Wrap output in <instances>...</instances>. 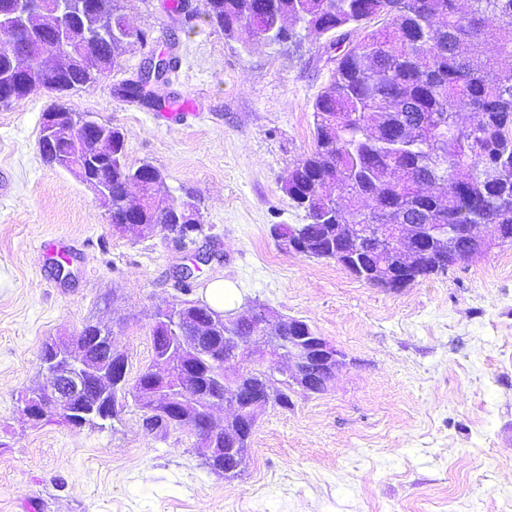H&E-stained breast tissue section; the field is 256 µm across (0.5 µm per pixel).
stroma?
I'll use <instances>...</instances> for the list:
<instances>
[{
  "instance_id": "1",
  "label": "stroma",
  "mask_w": 512,
  "mask_h": 512,
  "mask_svg": "<svg viewBox=\"0 0 512 512\" xmlns=\"http://www.w3.org/2000/svg\"><path fill=\"white\" fill-rule=\"evenodd\" d=\"M172 4L125 0L149 44L66 103L119 127L130 165L195 194V243L115 232L88 186L42 161L53 95L0 107V512H512V246L397 289L283 249L272 225L305 216L280 186L313 146L333 52L312 35L247 49L205 23L187 33ZM162 51L178 59L175 118L122 91ZM51 239L64 264L44 257ZM217 280L240 296L230 316L259 303L304 320L348 362L328 392L266 409L240 478L206 468L189 433L147 429L131 401L102 430L22 415L46 339L112 326L135 380L153 312Z\"/></svg>"
}]
</instances>
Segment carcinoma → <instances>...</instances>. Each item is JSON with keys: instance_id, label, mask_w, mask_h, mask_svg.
<instances>
[{"instance_id": "obj_1", "label": "carcinoma", "mask_w": 512, "mask_h": 512, "mask_svg": "<svg viewBox=\"0 0 512 512\" xmlns=\"http://www.w3.org/2000/svg\"><path fill=\"white\" fill-rule=\"evenodd\" d=\"M122 0L71 4L60 18L24 11L19 0H0V76L19 72L36 91L64 95L95 86L131 45V25ZM187 29L196 20L216 25L224 36L249 47L256 42L253 19H262L271 42L296 37L287 27L347 44L330 82L313 105L314 147L297 160L282 192L305 213L306 223L274 224L271 236L288 245L289 230L312 239L311 256L326 259L336 249L335 225L359 224L372 215L380 224L512 225V0H204L185 12ZM382 19L377 28L371 21ZM105 31L90 54L80 48ZM494 53L486 54V44ZM126 93L145 105L170 102L127 80ZM461 112L470 115L458 122ZM423 131L415 144L408 130ZM101 147L89 149L91 174L105 180L112 201V227L123 233L160 224L176 242L193 243L203 233L192 193H163V171L126 162L120 128L102 124ZM447 158L433 160L439 139ZM43 161L66 172L78 149L66 130L39 147ZM87 324L88 352L99 362L111 357L106 339L94 341ZM192 342L224 350V337L190 331Z\"/></svg>"}]
</instances>
